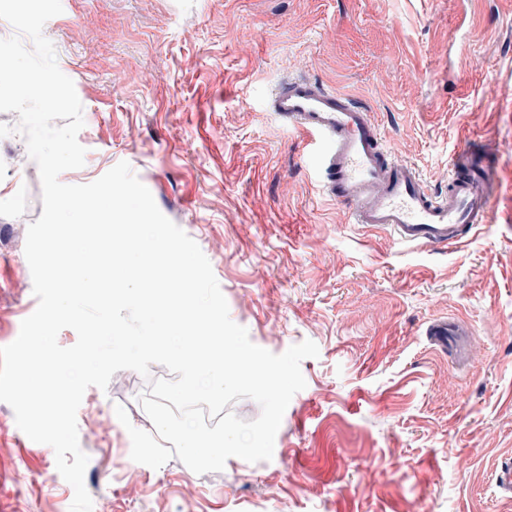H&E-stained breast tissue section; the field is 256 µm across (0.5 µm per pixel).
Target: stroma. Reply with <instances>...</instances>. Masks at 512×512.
<instances>
[{
  "instance_id": "35a3bbf8",
  "label": "stroma",
  "mask_w": 512,
  "mask_h": 512,
  "mask_svg": "<svg viewBox=\"0 0 512 512\" xmlns=\"http://www.w3.org/2000/svg\"><path fill=\"white\" fill-rule=\"evenodd\" d=\"M44 36L74 83L92 182L127 162L200 247L251 341H313L273 458L198 474L134 462L149 377L116 372L77 412L93 512H512V0H62ZM310 79L368 105L387 145L443 186L476 144L490 223L447 249L397 244L330 200L267 106ZM21 134L0 138V347L36 309L24 253L42 214ZM448 327V343L432 336ZM55 453L0 402V512H69Z\"/></svg>"
}]
</instances>
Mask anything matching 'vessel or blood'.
Wrapping results in <instances>:
<instances>
[{
  "instance_id": "1",
  "label": "vessel or blood",
  "mask_w": 512,
  "mask_h": 512,
  "mask_svg": "<svg viewBox=\"0 0 512 512\" xmlns=\"http://www.w3.org/2000/svg\"><path fill=\"white\" fill-rule=\"evenodd\" d=\"M269 107L302 132L327 195L348 208L355 223L383 229L404 245L440 248L465 242L489 223V170L458 172L447 190L430 191L385 145L369 109L348 94L287 80Z\"/></svg>"
}]
</instances>
